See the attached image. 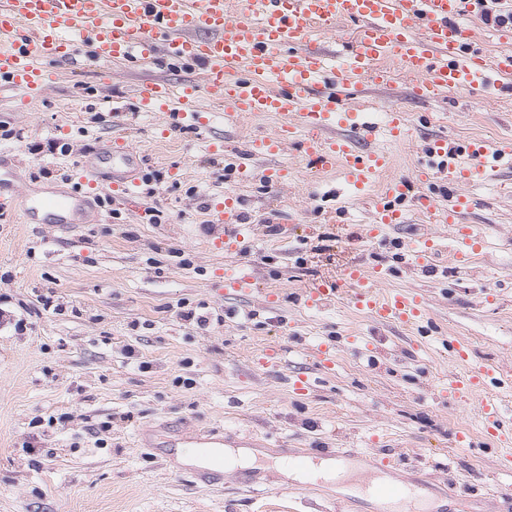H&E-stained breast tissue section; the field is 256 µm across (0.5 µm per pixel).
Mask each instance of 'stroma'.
Returning a JSON list of instances; mask_svg holds the SVG:
<instances>
[{"mask_svg": "<svg viewBox=\"0 0 512 512\" xmlns=\"http://www.w3.org/2000/svg\"><path fill=\"white\" fill-rule=\"evenodd\" d=\"M145 78L176 85L200 74L118 68L106 83L83 59L59 70L37 102L0 99V153L34 191L69 179L82 154L115 133L149 167L141 205L102 201L90 224H23L18 211H0V512H385L355 495L360 462L333 483L275 469L288 452L318 461L351 448L373 449L385 461L376 476L409 489L431 473L423 492L444 512H512V497L493 496L512 472L481 442L473 408L444 391L462 368L458 345L471 365L512 369V169L465 187L477 206L464 221L484 239L469 268L415 272L405 243L445 229L416 215L386 241L359 239L368 201L292 146L279 158L293 171L287 184L237 182L233 158L205 147L223 137V123L162 137L159 118L135 109ZM361 99L412 120L404 140L386 145L395 176L416 177L431 137H512V89L424 103L401 73ZM228 191L257 227L235 253L212 246L207 211ZM352 262L386 269L383 288L424 294L428 324L378 325L341 301L322 310L300 303L301 289ZM242 269L255 291L226 295L225 274ZM43 296L58 311L43 310ZM181 304L206 316V327L177 316ZM328 338L339 348L330 368L315 354ZM268 349L278 350V368L259 365ZM295 372L308 374L305 392L289 384ZM144 428L221 430L225 445L252 442L257 466L202 483L178 454L144 447ZM256 482L258 494L249 489Z\"/></svg>", "mask_w": 512, "mask_h": 512, "instance_id": "obj_1", "label": "stroma"}]
</instances>
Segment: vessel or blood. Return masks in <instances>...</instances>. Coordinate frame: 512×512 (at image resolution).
Returning <instances> with one entry per match:
<instances>
[{
  "label": "vessel or blood",
  "instance_id": "1",
  "mask_svg": "<svg viewBox=\"0 0 512 512\" xmlns=\"http://www.w3.org/2000/svg\"><path fill=\"white\" fill-rule=\"evenodd\" d=\"M477 6L478 0H0V91L29 104L50 87L55 67L81 57L95 62L107 78L117 66L161 61L204 69L200 85L142 82L137 88L141 111L164 113L173 131L206 127L212 118L202 107L206 100L223 104L228 128L262 114L278 116L281 123L269 136L232 147L213 142L209 148L216 154L234 149L241 158L239 181L259 177L278 184L287 181V167L258 173L247 159L298 144L318 171L340 173L356 194L372 192V221L362 227L372 239L407 222L399 205L407 180L391 175V153L375 148L374 142L382 132L391 141L403 140L410 116L391 106L376 124L370 113L353 111L343 94L360 80L390 85L401 72L411 77V93L423 102L486 90L493 78L511 86L512 23L492 26L502 49L487 56L470 24ZM341 22L355 25V37L342 40L341 52L323 51L318 35L334 34ZM340 126L349 127V134L336 135ZM427 150L441 166L421 173V182L438 177L456 193L443 205L423 191L414 196L413 205L448 231L452 246L446 252L429 240L414 242L406 250L409 265L428 268L447 253L456 267L464 268L481 240L462 222L475 201L457 187L496 176L499 163L512 166V140L494 145L469 140L462 149L468 159L464 165L449 150L447 137H435ZM79 167L76 189H54L36 198L25 186H16L13 198L23 219L82 224L101 193L127 202L136 199L141 160L123 138L101 142L95 157L80 160ZM213 227L214 247L227 251L253 231L234 194L215 203ZM383 279L381 271L351 263L336 280L305 289L303 304L321 309L344 295L379 324L420 327L428 316L425 298L382 289ZM493 374L485 366L449 374L448 395L473 404L483 436L503 447L504 459L512 463V418L497 399L484 394Z\"/></svg>",
  "mask_w": 512,
  "mask_h": 512
}]
</instances>
